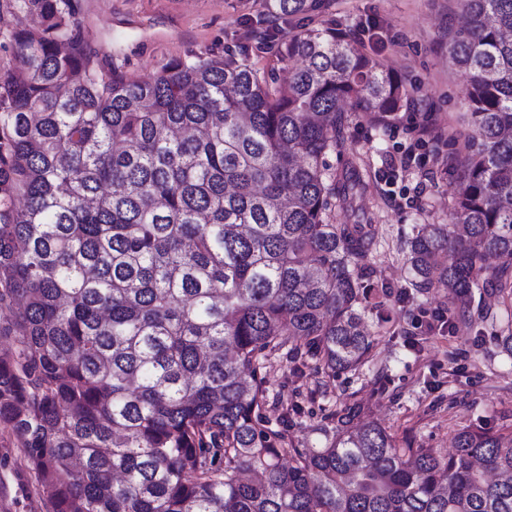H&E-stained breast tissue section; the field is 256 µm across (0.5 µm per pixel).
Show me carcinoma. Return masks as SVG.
I'll return each mask as SVG.
<instances>
[{
    "mask_svg": "<svg viewBox=\"0 0 512 512\" xmlns=\"http://www.w3.org/2000/svg\"><path fill=\"white\" fill-rule=\"evenodd\" d=\"M449 38L475 136L452 223L405 244L411 285L512 300V0H461ZM21 68L0 75V425L52 512H512V430L462 429L445 456L397 445L360 407L320 448L264 414L281 352L334 376L374 333L375 224H334L364 182L327 163L343 103L378 131L405 83L334 27L291 35L280 79L233 58L150 79L103 70L72 0H21ZM271 13L319 0H269Z\"/></svg>",
    "mask_w": 512,
    "mask_h": 512,
    "instance_id": "cac0c4a2",
    "label": "carcinoma"
}]
</instances>
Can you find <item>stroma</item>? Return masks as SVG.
I'll return each mask as SVG.
<instances>
[{
    "label": "stroma",
    "mask_w": 512,
    "mask_h": 512,
    "mask_svg": "<svg viewBox=\"0 0 512 512\" xmlns=\"http://www.w3.org/2000/svg\"><path fill=\"white\" fill-rule=\"evenodd\" d=\"M76 6L81 36L101 65L140 78L178 58L214 56L245 58L283 75L289 63L277 47L288 36L316 25L366 28L359 49L405 82L411 103L401 123L382 133L349 109L342 145L327 161L338 173L358 164L365 175L364 188L337 209L335 223H371L384 232L382 246L364 261L375 287L365 321L376 341L362 366L333 377L309 368L296 376L287 358H276L266 372L265 413L278 417L280 398L297 401L301 413L289 433L313 447L321 444L316 425L353 403L397 444L444 454L456 430L512 428V360L495 339L498 324L512 322V307L488 296L454 316L453 330L429 329L448 302L434 289L411 290L403 251L422 225L451 221L454 177L471 132L464 118L468 78L448 59V32L464 23L460 0H322L314 14L286 19L271 14L267 0H76ZM23 23L18 0H0V74L19 65L10 35ZM425 119L450 133L428 147L444 164L391 169L396 147ZM39 489L23 448L0 425V512H51Z\"/></svg>",
    "instance_id": "35a3bbf8"
}]
</instances>
